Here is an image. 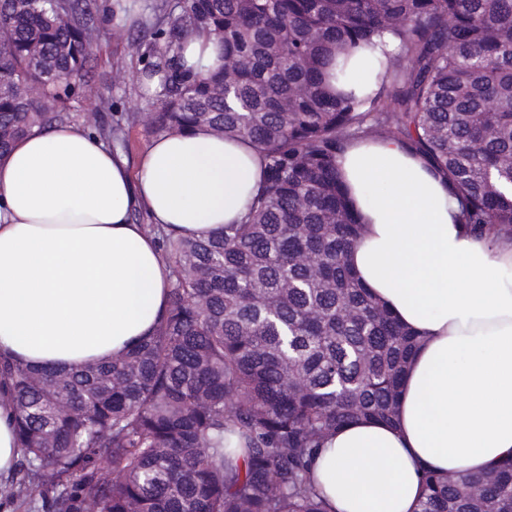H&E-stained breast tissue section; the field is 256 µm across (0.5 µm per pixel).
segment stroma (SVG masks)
<instances>
[{
    "label": "stroma",
    "mask_w": 512,
    "mask_h": 512,
    "mask_svg": "<svg viewBox=\"0 0 512 512\" xmlns=\"http://www.w3.org/2000/svg\"><path fill=\"white\" fill-rule=\"evenodd\" d=\"M97 3L100 38L93 47L91 77L84 91L75 97L70 111L72 122L88 128L124 122L127 110L140 102L144 92L133 81V73L147 68L156 59L143 44L154 19L155 0H136L129 11V23L120 29L109 16V0Z\"/></svg>",
    "instance_id": "obj_1"
}]
</instances>
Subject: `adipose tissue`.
<instances>
[{
  "label": "adipose tissue",
  "mask_w": 512,
  "mask_h": 512,
  "mask_svg": "<svg viewBox=\"0 0 512 512\" xmlns=\"http://www.w3.org/2000/svg\"><path fill=\"white\" fill-rule=\"evenodd\" d=\"M339 168L365 224L353 269L420 347L394 422L337 430L313 478L329 512H417L424 471L512 456V242L468 235L443 179L395 142L354 144ZM261 185L251 144L204 128L158 135L133 169L81 125L32 131L0 159V355L70 370L127 350L170 280L133 206L220 232Z\"/></svg>",
  "instance_id": "1"
}]
</instances>
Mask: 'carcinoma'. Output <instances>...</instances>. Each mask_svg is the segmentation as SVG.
I'll list each match as a JSON object with an SVG mask.
<instances>
[{"mask_svg":"<svg viewBox=\"0 0 512 512\" xmlns=\"http://www.w3.org/2000/svg\"><path fill=\"white\" fill-rule=\"evenodd\" d=\"M95 9L0 0V158L33 127L69 119L100 33ZM155 9L150 36L165 48L141 77L160 76L159 106L127 123L246 140L263 184L222 232L149 229L171 275L138 344L73 371L0 356L22 449L0 509L328 512L311 477L325 440L353 420L394 421L417 345L352 272L364 225L338 159L356 142H398L447 179L468 233L512 242V0ZM200 32L224 47L216 67L183 55ZM377 47L376 88L344 90L347 60ZM418 512H512V458L481 475L425 472Z\"/></svg>","mask_w":512,"mask_h":512,"instance_id":"obj_1","label":"carcinoma"}]
</instances>
